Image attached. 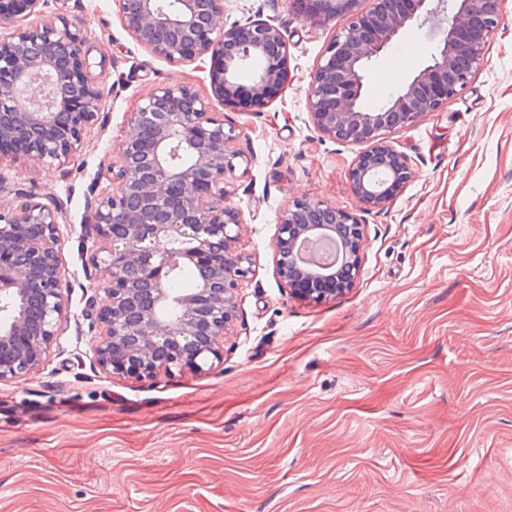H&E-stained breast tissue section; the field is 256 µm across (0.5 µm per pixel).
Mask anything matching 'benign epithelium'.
Segmentation results:
<instances>
[{
  "label": "benign epithelium",
  "mask_w": 512,
  "mask_h": 512,
  "mask_svg": "<svg viewBox=\"0 0 512 512\" xmlns=\"http://www.w3.org/2000/svg\"><path fill=\"white\" fill-rule=\"evenodd\" d=\"M46 0H0V161L27 158L63 166L98 119L102 92L89 77L84 29L58 17L23 23ZM356 0H323L303 10L322 25ZM326 47L311 75L306 104L317 129L364 145L349 169L358 198L377 208L413 178L407 155L387 134L448 104L473 79L498 26L503 0H373ZM125 28L172 64L210 56L209 75L224 107L265 103L288 80V46L266 20L224 28V0H115ZM444 24L429 64L385 104L365 107L364 79L408 25ZM253 66L248 83L240 74ZM131 134L114 148L112 193L98 198L89 222L103 246L92 256L107 272L102 296L88 302L99 327L95 364L110 375L154 378L202 370L221 359L224 333L238 308L245 259L230 251L242 227L225 190L238 156L210 103L188 86L158 85L130 114ZM58 211L35 201L0 209V381L37 371L68 313L60 271ZM362 220L324 201L300 199L281 214L273 243L276 271L294 294L325 293L301 281L349 288L360 271ZM194 286L174 292L177 271Z\"/></svg>",
  "instance_id": "obj_1"
}]
</instances>
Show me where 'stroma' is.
<instances>
[{
    "instance_id": "stroma-1",
    "label": "stroma",
    "mask_w": 512,
    "mask_h": 512,
    "mask_svg": "<svg viewBox=\"0 0 512 512\" xmlns=\"http://www.w3.org/2000/svg\"><path fill=\"white\" fill-rule=\"evenodd\" d=\"M82 22L104 50L91 79L104 118L64 167L0 162V206L56 207L69 311L39 370L0 382V512H512V0L476 76L447 107L391 133L414 177L368 209L348 171L359 147L315 126L310 77L349 19L306 23L291 0H224V24L261 18L288 45V82L266 104L230 109L209 60L171 64L124 27L113 0H47L40 14ZM442 31L403 62L366 72L380 104L423 68ZM210 102L245 163L225 188L243 221L241 282L223 356L202 371L113 376L94 359L86 301L106 279L85 217L111 191L105 170L154 86ZM365 225L352 288L294 295L273 242L294 199Z\"/></svg>"
}]
</instances>
